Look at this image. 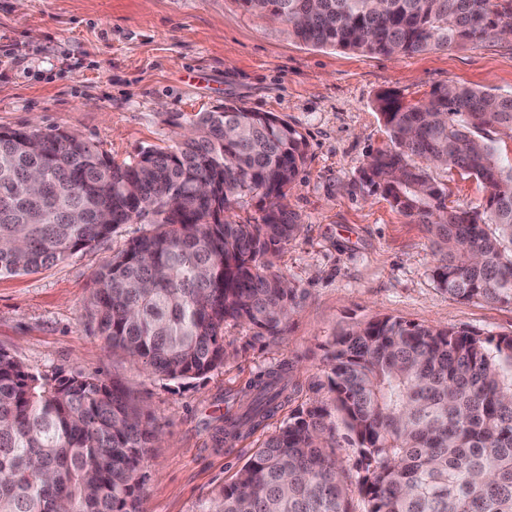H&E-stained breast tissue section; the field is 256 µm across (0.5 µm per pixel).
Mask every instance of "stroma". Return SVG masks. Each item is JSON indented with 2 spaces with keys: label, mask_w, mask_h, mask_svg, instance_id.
<instances>
[{
  "label": "stroma",
  "mask_w": 512,
  "mask_h": 512,
  "mask_svg": "<svg viewBox=\"0 0 512 512\" xmlns=\"http://www.w3.org/2000/svg\"><path fill=\"white\" fill-rule=\"evenodd\" d=\"M512 95V38L387 57L313 48L240 0H0V128L34 125L94 142L115 162L179 141L172 116L233 102L303 133L307 158L288 205L301 228L275 272L304 292L285 333L253 339L229 325L224 365L197 379L150 374L107 347L91 317L92 274L146 232L109 239L38 272L0 277V348L34 372H83L118 385L160 433L140 469L148 512H214L221 490L292 410L330 402L328 355L340 329L386 315L484 336L512 335V305L449 298L433 277L422 225L368 193L359 171L388 146L382 93L426 101L445 85ZM448 203L469 208L482 184L430 167ZM289 364L294 393L255 433L217 441L251 382ZM336 468L351 512H367L357 450L336 422Z\"/></svg>",
  "instance_id": "1"
}]
</instances>
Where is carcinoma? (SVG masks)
Here are the masks:
<instances>
[{
	"label": "carcinoma",
	"instance_id": "cac0c4a2",
	"mask_svg": "<svg viewBox=\"0 0 512 512\" xmlns=\"http://www.w3.org/2000/svg\"><path fill=\"white\" fill-rule=\"evenodd\" d=\"M313 47L384 56L478 45L512 30V0H242ZM390 147L360 180L436 247L434 276L460 301L512 304V167L484 127L512 131V96L450 85L428 101L378 98ZM304 135L270 112H199L189 133L118 164L76 135L0 128V276L37 272L104 242L122 224L151 229L94 276L96 330L167 379L224 365V326L255 339L286 330L302 292L271 272L299 231L289 209ZM476 177L485 203L448 206L417 163ZM41 171L45 189L31 192ZM246 197L254 222L229 212ZM288 367L248 385L226 439L282 407ZM329 391L358 448L368 512H512V336L403 321L334 337ZM327 404L288 418L220 492L215 512H350ZM155 438L117 386L82 372L26 370L0 348V512H142L138 472Z\"/></svg>",
	"mask_w": 512,
	"mask_h": 512
}]
</instances>
